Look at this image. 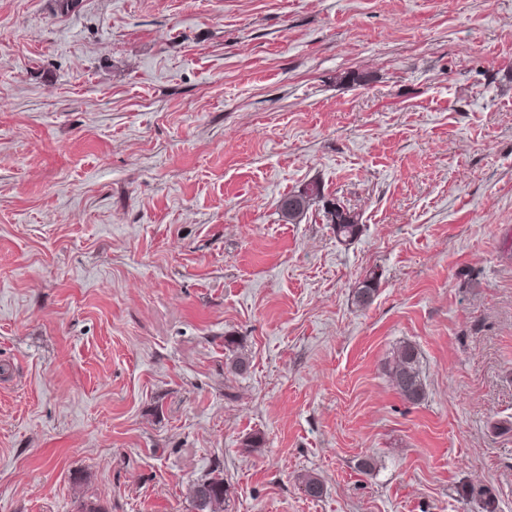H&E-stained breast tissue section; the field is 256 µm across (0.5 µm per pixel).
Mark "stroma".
<instances>
[{
  "label": "stroma",
  "mask_w": 512,
  "mask_h": 512,
  "mask_svg": "<svg viewBox=\"0 0 512 512\" xmlns=\"http://www.w3.org/2000/svg\"><path fill=\"white\" fill-rule=\"evenodd\" d=\"M311 181L357 239L283 221ZM214 474L224 512H512V0H0V512ZM388 374L397 392L407 401L418 402L424 395L417 348L411 344L399 347L397 355L388 367Z\"/></svg>",
  "instance_id": "35a3bbf8"
}]
</instances>
